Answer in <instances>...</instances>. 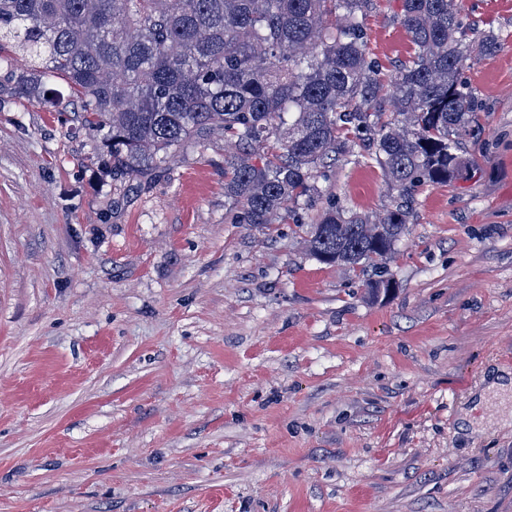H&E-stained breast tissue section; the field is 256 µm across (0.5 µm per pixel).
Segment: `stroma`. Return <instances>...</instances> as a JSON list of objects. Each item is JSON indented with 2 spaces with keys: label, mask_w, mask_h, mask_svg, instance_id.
Instances as JSON below:
<instances>
[{
  "label": "stroma",
  "mask_w": 512,
  "mask_h": 512,
  "mask_svg": "<svg viewBox=\"0 0 512 512\" xmlns=\"http://www.w3.org/2000/svg\"><path fill=\"white\" fill-rule=\"evenodd\" d=\"M463 77L468 179L424 186L375 295L295 224L235 221L223 138L113 175L76 106L0 91V512H512V0ZM401 0L368 49L407 60ZM329 201L395 197L362 150Z\"/></svg>",
  "instance_id": "obj_1"
}]
</instances>
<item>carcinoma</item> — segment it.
<instances>
[{"mask_svg":"<svg viewBox=\"0 0 512 512\" xmlns=\"http://www.w3.org/2000/svg\"><path fill=\"white\" fill-rule=\"evenodd\" d=\"M372 0H0V71L26 95L66 83L82 119L106 131L114 175H142L186 142L224 137V196L262 226L321 196L326 168L362 142L397 192L370 215L333 202L306 229L310 256L392 288L386 260L415 192L478 165L462 80L492 35L464 28L453 0H401L409 59L384 77L362 21ZM261 148L259 164L238 150Z\"/></svg>","mask_w":512,"mask_h":512,"instance_id":"1","label":"carcinoma"}]
</instances>
